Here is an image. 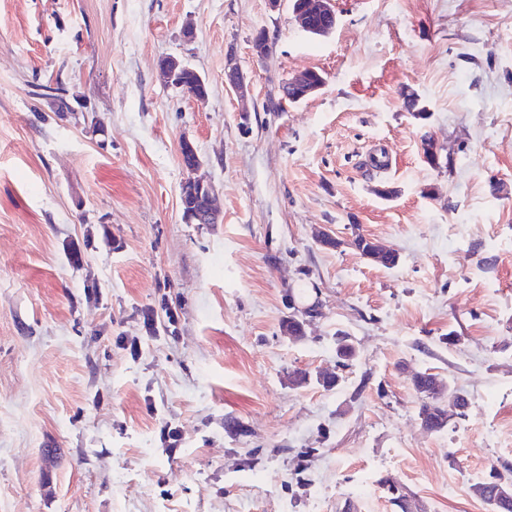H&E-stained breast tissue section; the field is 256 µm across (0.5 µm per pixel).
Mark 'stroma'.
Listing matches in <instances>:
<instances>
[{
    "label": "stroma",
    "instance_id": "obj_1",
    "mask_svg": "<svg viewBox=\"0 0 512 512\" xmlns=\"http://www.w3.org/2000/svg\"><path fill=\"white\" fill-rule=\"evenodd\" d=\"M167 56L206 101L163 84ZM304 69L322 89L271 108ZM185 137L219 223L183 215ZM425 368L469 400L438 432ZM506 463L512 0H340L323 37L289 0H0V512H394L387 476L413 512H489L472 489ZM159 73L165 85L178 88L198 101L208 98L207 80L183 59L175 56L161 59ZM224 85L238 94L241 101L246 99L249 93L247 75L242 68L229 59L224 70Z\"/></svg>",
    "mask_w": 512,
    "mask_h": 512
}]
</instances>
